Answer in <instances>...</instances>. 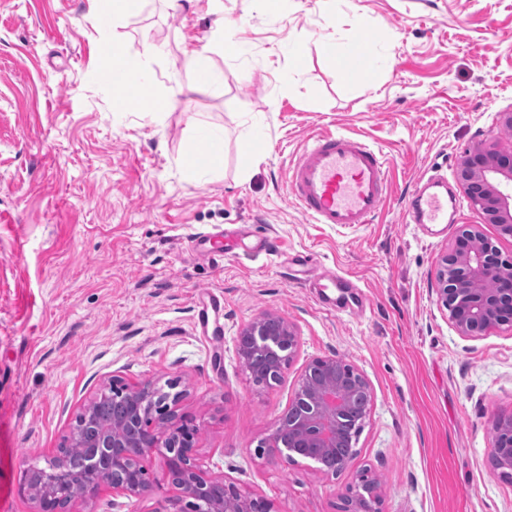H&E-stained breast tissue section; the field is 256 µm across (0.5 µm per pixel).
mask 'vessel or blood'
<instances>
[{"label":"vessel or blood","instance_id":"vessel-or-blood-1","mask_svg":"<svg viewBox=\"0 0 512 512\" xmlns=\"http://www.w3.org/2000/svg\"><path fill=\"white\" fill-rule=\"evenodd\" d=\"M388 161L362 140L331 130L310 137L289 170L288 187L301 212L313 223L353 227L378 215L389 190ZM447 179L414 191L407 212L414 224L448 221Z\"/></svg>","mask_w":512,"mask_h":512}]
</instances>
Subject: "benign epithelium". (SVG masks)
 <instances>
[{
    "mask_svg": "<svg viewBox=\"0 0 512 512\" xmlns=\"http://www.w3.org/2000/svg\"><path fill=\"white\" fill-rule=\"evenodd\" d=\"M512 175L511 151H488L480 146L459 160L456 177L484 223L497 227L501 238L512 239V192L506 194L495 177ZM496 286L486 287L489 280ZM438 301L448 321L461 336H484L503 326L512 327V257L502 256L497 246L476 224H464L441 255L435 271ZM269 314L249 321L238 345L242 361L265 364L279 378L295 353L294 327L278 319L272 331ZM182 393L171 394L151 383L130 384L112 379L76 416L70 439L82 438L89 448L85 465L86 496L108 488L114 495L141 497L153 484L145 460L153 454L165 461L169 481L186 500L183 512H280L274 501L242 493L222 477L206 475L198 462L196 440L199 426L178 413ZM118 409V422L110 433L95 427L92 409L103 401ZM371 402V388L364 374L334 356L317 357L304 368L294 390L289 411L274 422L259 453L292 462L297 457L320 462L327 455L342 458L345 470L357 456V437ZM490 457L501 476L512 478V416L494 421ZM38 502V512H62L72 483L64 463L56 460L37 481H25ZM377 484L360 477L349 489L342 512H379Z\"/></svg>",
    "mask_w": 512,
    "mask_h": 512,
    "instance_id": "1",
    "label": "benign epithelium"
}]
</instances>
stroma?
Listing matches in <instances>:
<instances>
[{"label": "stroma", "mask_w": 512, "mask_h": 512, "mask_svg": "<svg viewBox=\"0 0 512 512\" xmlns=\"http://www.w3.org/2000/svg\"><path fill=\"white\" fill-rule=\"evenodd\" d=\"M87 0H0V512H33L24 470L48 467L75 417L112 378L177 380L210 475L280 512H340L359 473L381 512H512L491 467L495 418L512 415V328L457 333L432 287L462 224L483 223L456 178L467 150L512 149V0H141L91 20ZM242 44L228 53L216 27ZM144 62L163 115L119 99L97 71L102 43ZM352 53L336 68L328 47ZM207 48L214 93L186 66ZM211 171L186 159L208 152ZM388 160L373 223L315 224L287 191L291 162L321 129ZM256 161L241 167L243 147ZM455 198L448 224L417 225L407 201L433 174ZM274 245L256 253L258 241ZM307 264H298L301 256ZM352 283L355 311L323 302L320 271ZM291 322L297 352L280 383L256 385L242 327ZM337 356L372 400L350 468L259 454L306 364ZM145 497L103 494L67 512H181L152 457Z\"/></svg>", "instance_id": "obj_1"}]
</instances>
